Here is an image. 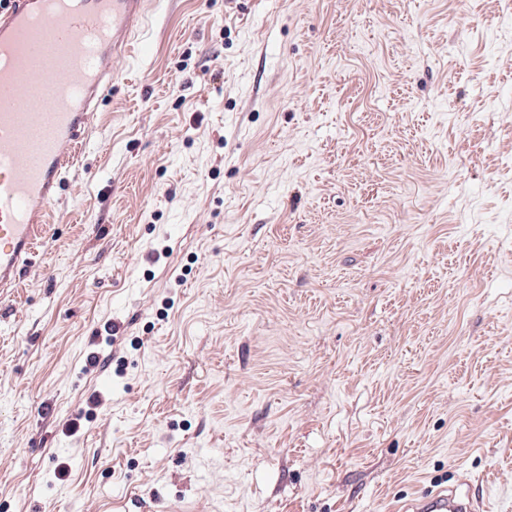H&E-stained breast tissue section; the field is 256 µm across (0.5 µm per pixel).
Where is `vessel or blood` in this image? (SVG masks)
I'll return each instance as SVG.
<instances>
[{
    "mask_svg": "<svg viewBox=\"0 0 512 512\" xmlns=\"http://www.w3.org/2000/svg\"><path fill=\"white\" fill-rule=\"evenodd\" d=\"M150 0H0V306L32 267L49 212ZM400 512H490L466 481Z\"/></svg>",
    "mask_w": 512,
    "mask_h": 512,
    "instance_id": "b4317fda",
    "label": "vessel or blood"
}]
</instances>
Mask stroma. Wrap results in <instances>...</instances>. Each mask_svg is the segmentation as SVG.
<instances>
[{
	"label": "stroma",
	"mask_w": 512,
	"mask_h": 512,
	"mask_svg": "<svg viewBox=\"0 0 512 512\" xmlns=\"http://www.w3.org/2000/svg\"><path fill=\"white\" fill-rule=\"evenodd\" d=\"M506 2L158 0L0 312V512H512ZM395 511L403 512H489L486 498L470 494L469 484L459 481L451 487L424 490L418 497L399 504Z\"/></svg>",
	"instance_id": "1"
}]
</instances>
